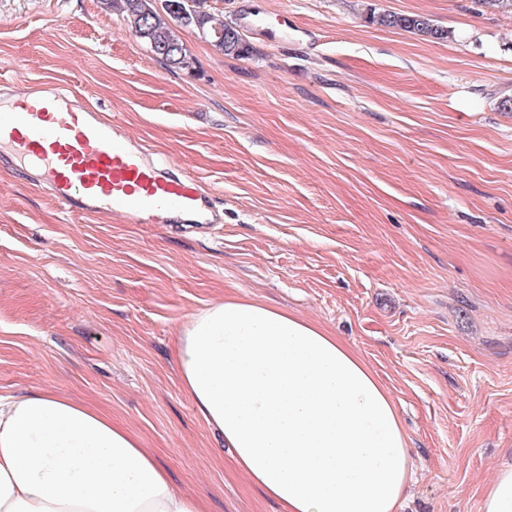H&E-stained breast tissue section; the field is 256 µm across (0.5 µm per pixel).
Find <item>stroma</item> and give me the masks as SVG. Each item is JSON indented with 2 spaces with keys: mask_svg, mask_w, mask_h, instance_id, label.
I'll use <instances>...</instances> for the list:
<instances>
[{
  "mask_svg": "<svg viewBox=\"0 0 512 512\" xmlns=\"http://www.w3.org/2000/svg\"><path fill=\"white\" fill-rule=\"evenodd\" d=\"M170 71L98 0H0V84L71 92L200 180L218 224L89 220L0 169V397L40 390L137 435L206 512H279L183 394L171 347L227 297L347 344L411 450L398 512H481L512 463V12L484 0H206ZM259 11L274 36L242 27ZM419 14L446 40L385 28Z\"/></svg>",
  "mask_w": 512,
  "mask_h": 512,
  "instance_id": "1",
  "label": "stroma"
}]
</instances>
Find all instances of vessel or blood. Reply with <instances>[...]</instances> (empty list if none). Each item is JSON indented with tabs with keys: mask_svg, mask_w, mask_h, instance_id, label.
<instances>
[{
	"mask_svg": "<svg viewBox=\"0 0 512 512\" xmlns=\"http://www.w3.org/2000/svg\"><path fill=\"white\" fill-rule=\"evenodd\" d=\"M0 163L34 167L60 205L88 219L112 211L134 224L198 213L208 191L195 177L164 173L111 120L52 88L0 97Z\"/></svg>",
	"mask_w": 512,
	"mask_h": 512,
	"instance_id": "vessel-or-blood-1",
	"label": "vessel or blood"
}]
</instances>
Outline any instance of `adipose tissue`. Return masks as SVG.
Masks as SVG:
<instances>
[{
  "mask_svg": "<svg viewBox=\"0 0 512 512\" xmlns=\"http://www.w3.org/2000/svg\"><path fill=\"white\" fill-rule=\"evenodd\" d=\"M181 388L282 512H396L409 480L395 403L320 326L227 298L172 350ZM0 512H205L111 418L52 392L0 400Z\"/></svg>",
  "mask_w": 512,
  "mask_h": 512,
  "instance_id": "obj_1",
  "label": "adipose tissue"
}]
</instances>
